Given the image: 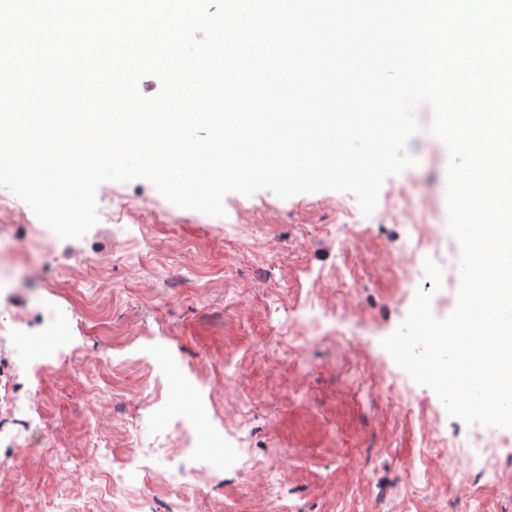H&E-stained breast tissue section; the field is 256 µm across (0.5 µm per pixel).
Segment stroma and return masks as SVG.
I'll return each mask as SVG.
<instances>
[{"label":"stroma","instance_id":"obj_1","mask_svg":"<svg viewBox=\"0 0 512 512\" xmlns=\"http://www.w3.org/2000/svg\"><path fill=\"white\" fill-rule=\"evenodd\" d=\"M416 118L409 149L419 163L383 190L409 180L446 188L449 152L430 132L433 113L422 106ZM95 197L114 220L75 240L47 236L21 199L0 209V240L34 266L0 288V322L20 321L32 340L67 339L38 367L20 344L0 346V365L19 367L11 391L26 407L21 416L0 403V455L11 458L0 512H113L104 484L134 452L152 459L155 512H174L183 475L198 487L192 512H512L511 458L494 481L426 462L427 442L469 431L432 389L414 385L396 403L376 395L399 371L381 341L413 303L386 274L400 224L357 232L341 213L355 197L335 191L231 193L221 218L177 207L143 180L102 182ZM346 262L356 283L337 276ZM309 298L346 343L303 342L293 321ZM357 364L368 367L358 383ZM200 409L224 445L181 455ZM28 428L44 432L43 445L13 447L10 436ZM231 446L247 449L249 467L230 461ZM269 459L285 465L274 497Z\"/></svg>","mask_w":512,"mask_h":512}]
</instances>
